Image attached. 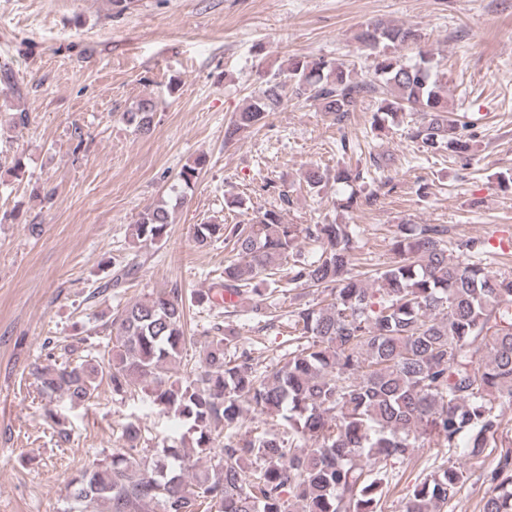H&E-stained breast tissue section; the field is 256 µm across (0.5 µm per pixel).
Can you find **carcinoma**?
<instances>
[{
  "label": "carcinoma",
  "instance_id": "obj_1",
  "mask_svg": "<svg viewBox=\"0 0 512 512\" xmlns=\"http://www.w3.org/2000/svg\"><path fill=\"white\" fill-rule=\"evenodd\" d=\"M358 40L374 50L418 40L410 27L366 28ZM288 75L268 80L236 113L224 143L262 124L288 98L312 93L323 112L343 122L359 99L378 93L374 128L401 112H420L411 130L423 152L462 156L470 150L466 125L448 118L446 84L434 53L413 63L380 52L369 80L323 57H294ZM157 104L144 98L122 113L134 131H152ZM207 159L200 155L179 174L181 187L196 182ZM359 169L318 167L303 177L320 192L329 181L351 188L346 210L370 205L357 189ZM170 207L156 203L139 213L135 237L143 247L165 241ZM198 246L222 239L234 255L210 287L185 296L179 288L151 292L112 316V349L52 367H35L40 392L87 407L102 383L118 396L141 391L163 414L187 425L191 448L217 463L192 470L190 454L167 446L144 455L140 425L125 423L119 448L70 482L77 512H377L385 485L381 464L409 462L418 440L457 448L479 460L496 444L501 408L512 404V270H491L473 260L481 241L448 247L443 224H401L390 239L398 260L373 273L356 264L348 224H287L269 209L252 224H199ZM313 246L309 252L301 243ZM147 257L137 252L111 278L119 286ZM316 288L321 302L289 311L290 341L276 367L238 350L239 331L215 324L203 358L188 378L169 373L185 345V312L218 297L227 307L247 300L258 317L269 313L278 288ZM280 421L278 433L241 432L244 408ZM497 483L483 512H512V454L490 475ZM466 479L455 465L414 487L405 512H442Z\"/></svg>",
  "mask_w": 512,
  "mask_h": 512
}]
</instances>
